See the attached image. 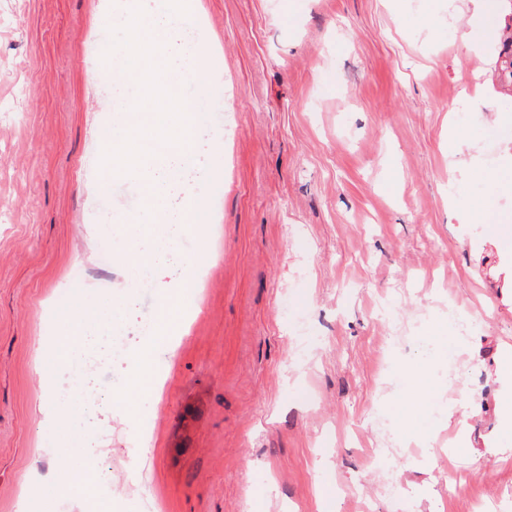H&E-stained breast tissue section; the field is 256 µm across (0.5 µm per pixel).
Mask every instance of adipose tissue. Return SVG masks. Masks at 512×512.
<instances>
[{
	"label": "adipose tissue",
	"instance_id": "ef3b65f1",
	"mask_svg": "<svg viewBox=\"0 0 512 512\" xmlns=\"http://www.w3.org/2000/svg\"><path fill=\"white\" fill-rule=\"evenodd\" d=\"M192 277V269H185L180 285L171 289L163 299L152 333L144 338L132 356L131 378L116 397L130 426L138 425L142 407L148 398L157 393L163 381L162 354L184 330V300ZM88 309V316L67 322L56 336L59 368L69 366L72 359L90 344L105 320H119L120 290L92 296ZM50 399L54 419L67 426L65 444L72 459L69 469L57 479L58 492L77 502L87 512L98 494V456L94 449L85 445L86 431L71 425V416L79 407V400L74 399L72 393L60 385L54 387Z\"/></svg>",
	"mask_w": 512,
	"mask_h": 512
}]
</instances>
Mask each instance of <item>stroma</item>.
Wrapping results in <instances>:
<instances>
[{"label":"stroma","instance_id":"stroma-1","mask_svg":"<svg viewBox=\"0 0 512 512\" xmlns=\"http://www.w3.org/2000/svg\"><path fill=\"white\" fill-rule=\"evenodd\" d=\"M114 0H0V512L56 493L61 376L100 457L96 512H512V97L472 0H192L224 109L186 173L205 236L123 268L90 130L118 78L86 68ZM480 126L481 136L462 137ZM166 378L131 429L112 395L177 286ZM124 288L85 377L54 337ZM434 418L433 435L419 424Z\"/></svg>","mask_w":512,"mask_h":512}]
</instances>
